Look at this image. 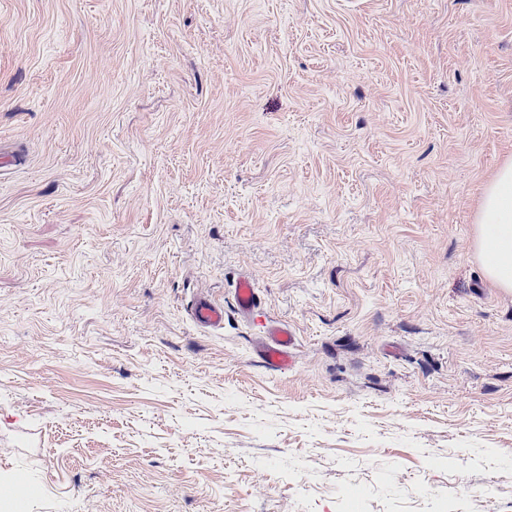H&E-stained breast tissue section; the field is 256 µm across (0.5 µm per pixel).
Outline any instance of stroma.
I'll use <instances>...</instances> for the list:
<instances>
[{"mask_svg": "<svg viewBox=\"0 0 512 512\" xmlns=\"http://www.w3.org/2000/svg\"><path fill=\"white\" fill-rule=\"evenodd\" d=\"M508 158L512 0H0V506L512 512ZM474 224V253L489 280L512 290V159L483 187ZM233 295L236 304V310L247 320H255L259 314L263 303L260 291L254 281L249 276L238 278ZM189 316L197 326L202 328H223L224 304L209 296H198L190 305ZM265 342L262 345L261 358L271 370H286L292 367L294 360L292 348L295 345V333L285 325L262 324Z\"/></svg>", "mask_w": 512, "mask_h": 512, "instance_id": "obj_1", "label": "stroma"}]
</instances>
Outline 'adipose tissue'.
Segmentation results:
<instances>
[{"mask_svg":"<svg viewBox=\"0 0 512 512\" xmlns=\"http://www.w3.org/2000/svg\"><path fill=\"white\" fill-rule=\"evenodd\" d=\"M474 253L489 280L512 290V159L483 187L475 216Z\"/></svg>","mask_w":512,"mask_h":512,"instance_id":"ef3b65f1","label":"adipose tissue"}]
</instances>
